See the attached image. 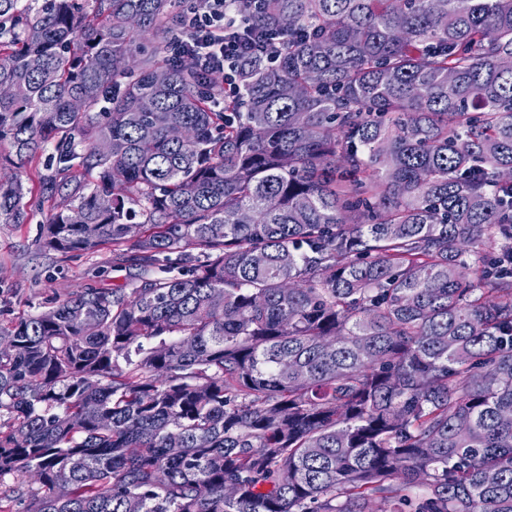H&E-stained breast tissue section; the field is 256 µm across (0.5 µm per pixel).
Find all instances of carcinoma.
Segmentation results:
<instances>
[{"instance_id": "1", "label": "carcinoma", "mask_w": 512, "mask_h": 512, "mask_svg": "<svg viewBox=\"0 0 512 512\" xmlns=\"http://www.w3.org/2000/svg\"><path fill=\"white\" fill-rule=\"evenodd\" d=\"M245 15L0 0V224L151 271L0 322V512H512V0ZM202 7L189 8L185 25L203 65L225 74L232 89L238 63L253 54L272 58L279 53L283 38L267 33L261 40L247 37L240 7L232 0H204Z\"/></svg>"}]
</instances>
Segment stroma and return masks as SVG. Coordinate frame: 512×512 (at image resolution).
<instances>
[{
    "label": "stroma",
    "instance_id": "stroma-1",
    "mask_svg": "<svg viewBox=\"0 0 512 512\" xmlns=\"http://www.w3.org/2000/svg\"><path fill=\"white\" fill-rule=\"evenodd\" d=\"M42 220L37 213L19 226L0 224V321L41 311L50 299L78 287L130 288L139 282L140 267L113 263L107 250L71 257L40 251Z\"/></svg>",
    "mask_w": 512,
    "mask_h": 512
}]
</instances>
